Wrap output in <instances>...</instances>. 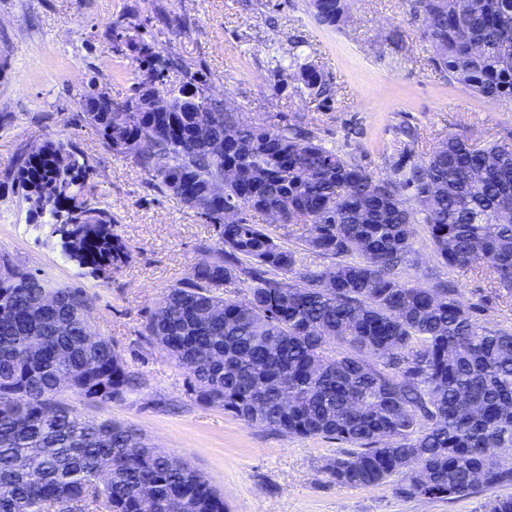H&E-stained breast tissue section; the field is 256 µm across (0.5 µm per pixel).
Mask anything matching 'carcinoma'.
<instances>
[{
  "label": "carcinoma",
  "mask_w": 512,
  "mask_h": 512,
  "mask_svg": "<svg viewBox=\"0 0 512 512\" xmlns=\"http://www.w3.org/2000/svg\"><path fill=\"white\" fill-rule=\"evenodd\" d=\"M336 26L347 0H310ZM448 81L497 100L512 97V0H409ZM144 77L179 62L127 42ZM317 94L325 80L296 63ZM102 89L110 112H85L105 151L132 160L148 184L213 226L195 265L145 317L142 335L189 376L202 403L248 426L346 445L322 466L329 481L392 486L403 499L456 500L512 486V333L476 325L457 289L400 279L417 214L450 268L512 291V142L474 146L453 134L426 161L377 179L324 147L313 131L264 119L242 122L186 73L162 86L154 112ZM194 90L195 103L184 92ZM193 105L212 132L192 131ZM237 180L210 197L224 170ZM93 167L71 142L45 139L7 175L29 212L44 218L66 259L103 282L132 259L112 211L85 190ZM243 220L224 221V206ZM292 228L305 249L334 258L317 271L270 230ZM356 254L359 260L344 257ZM244 287L242 296L228 294ZM0 512H225L224 494L181 456L134 429L85 417L67 392L119 401L138 387L112 339L90 330L91 299L0 264ZM512 512V494L486 504Z\"/></svg>",
  "instance_id": "carcinoma-1"
}]
</instances>
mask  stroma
<instances>
[{"label": "stroma", "mask_w": 512, "mask_h": 512, "mask_svg": "<svg viewBox=\"0 0 512 512\" xmlns=\"http://www.w3.org/2000/svg\"><path fill=\"white\" fill-rule=\"evenodd\" d=\"M348 4L346 22L329 27L309 0H0V259L86 288L93 331L111 337L138 378L123 400L92 403L70 392V406L182 456L223 493L228 512H484L489 490L448 503L402 499L388 485L330 483L321 467L341 443L249 427L190 394L184 371L147 342L142 325L162 294L201 262L197 245L212 227L150 187L131 160L104 151L79 104L92 84L118 99L130 95L138 69L133 53L118 51L119 32L158 42L180 60L167 85L180 86L191 68L242 119L305 126L379 178L391 177L396 160L422 164L451 134L481 143L512 138V99L487 101L449 82L407 0ZM296 55L322 69L328 96L314 98L291 77H276L277 66ZM47 138L72 141L90 156L88 186L133 247L131 263L108 284L96 285L63 258L59 241L5 179L23 150ZM400 275L427 286L452 283L479 326L512 331V292L448 268L424 222L415 225Z\"/></svg>", "instance_id": "stroma-1"}]
</instances>
